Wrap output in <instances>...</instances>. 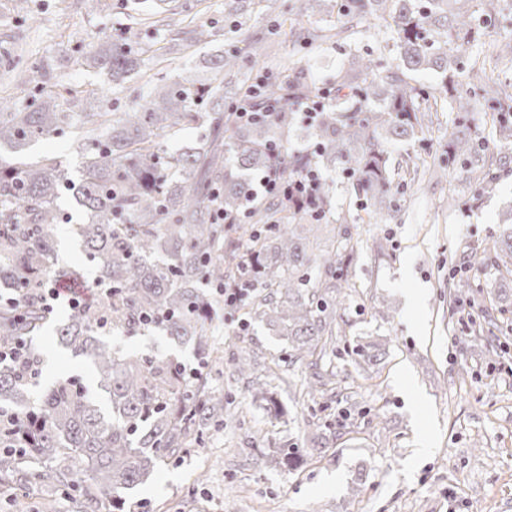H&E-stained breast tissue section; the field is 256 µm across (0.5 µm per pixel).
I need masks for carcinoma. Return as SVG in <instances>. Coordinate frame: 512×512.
I'll return each mask as SVG.
<instances>
[{"label": "carcinoma", "mask_w": 512, "mask_h": 512, "mask_svg": "<svg viewBox=\"0 0 512 512\" xmlns=\"http://www.w3.org/2000/svg\"><path fill=\"white\" fill-rule=\"evenodd\" d=\"M471 0H336L343 24L337 37L355 34L363 20L379 22L395 40L399 63L367 59L339 67L327 87H318L305 69L265 86L280 110L269 121L239 123L226 104L247 94L238 78L237 53H227L208 78L195 83L156 84L139 107L115 116L87 112L91 129L79 142V181L62 163L46 156L32 166L0 169V280L26 281L20 312L0 308V343L23 338L30 344L31 367L0 362V496H24L41 489L42 512H138L128 494L146 484L162 464L175 461L202 442L206 428L224 424V394L208 375L187 378L171 357L120 351L105 340L115 333L136 336L159 329L176 344L195 343L211 355L206 322L222 301L213 285L248 272L252 283L244 307L254 321L288 340V358L306 366L307 395H324L323 359L336 335L335 289L314 280L322 267L331 276L343 271L345 246L319 252L304 224L319 221L312 212L270 199L252 204L251 231L215 222V211L234 218L246 206L253 170H273L294 179L316 167L314 157L290 150L300 112L320 101L311 129L321 164L341 166L366 197L373 213L396 207L388 140L425 138V118L449 114L451 132L433 165L442 173L455 163L467 167L479 192L494 189L501 159L472 131L475 105L491 114L496 137L512 144V83L469 76L459 51L479 40L482 20ZM81 59L112 71V87L137 67L127 43L103 41ZM431 70L437 85L411 83L410 73ZM235 77L229 92L224 80ZM46 67L29 68V83L43 92L19 107L0 101V143H26L58 133L71 114L59 110V93L46 89ZM207 124L209 133L191 150L170 152L158 138L185 127ZM75 191L76 201L92 212L76 233L96 269V281L110 292L70 310L57 333L73 357L84 359L97 376L106 403L72 379L41 390L42 353L32 345L49 322L41 284L57 253L59 224L65 217L56 199ZM495 265L512 285V212L495 242ZM385 350L359 345L357 355L376 363ZM336 432L320 434L308 447L282 446L276 463L294 471L329 448Z\"/></svg>", "instance_id": "obj_1"}]
</instances>
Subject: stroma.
<instances>
[{"label":"stroma","instance_id":"obj_1","mask_svg":"<svg viewBox=\"0 0 512 512\" xmlns=\"http://www.w3.org/2000/svg\"><path fill=\"white\" fill-rule=\"evenodd\" d=\"M293 2L259 0L240 18L230 12L229 0H172L183 20L174 41L145 0H0V93L28 102L22 69L47 63L64 111L104 106L121 114L149 90L144 67H156L172 81L205 79L209 63L228 49L237 51L251 82L277 80L285 65L294 64L325 85L352 53L386 62L396 57L391 34L373 24L361 28L355 47L308 46L286 24ZM200 24L211 33L208 42L191 40ZM106 39H126L145 50L140 72L119 92L109 73L78 63L82 52ZM76 88L98 89L104 100L73 99ZM79 135L74 125L23 148L1 146L0 164L21 167L53 155L76 174ZM447 139L443 121L424 140L386 143L403 165L401 188L396 211L375 221L368 220L366 201L341 173H323L332 209L317 235L322 245H346L348 267L342 283L344 333L331 356L345 377L333 401L323 408L301 396L304 368L271 378L270 367L288 354L285 337L255 321L244 331L218 325L212 342L223 346L225 357L249 356L253 376L213 378L224 392L228 419L205 434L202 447L139 486L133 499L150 501L154 512H512V290L501 293L499 277L468 265L473 249L492 248L504 214L512 211V148L494 190L476 202L459 167L439 184L409 180L407 166L430 159L434 145ZM452 195L464 199V206L448 208ZM56 205L69 218L59 227L57 265L81 269L82 282L92 283L95 268L73 234L89 214L66 193ZM341 211L347 223L338 222ZM461 275L474 281V298L449 297V284ZM376 307L389 311V319L373 316ZM367 342L382 344L385 356L365 370L356 349ZM39 343L45 353L41 383L76 377L96 390L89 365L59 345L55 329L43 331ZM112 343L170 356L188 367L198 361L193 346L172 343L158 331L116 336ZM256 380L267 383L285 408L283 421L253 402ZM335 422L348 431L325 457L292 472L275 465V447L306 446ZM357 481L362 490L354 497L350 489Z\"/></svg>","mask_w":512,"mask_h":512}]
</instances>
